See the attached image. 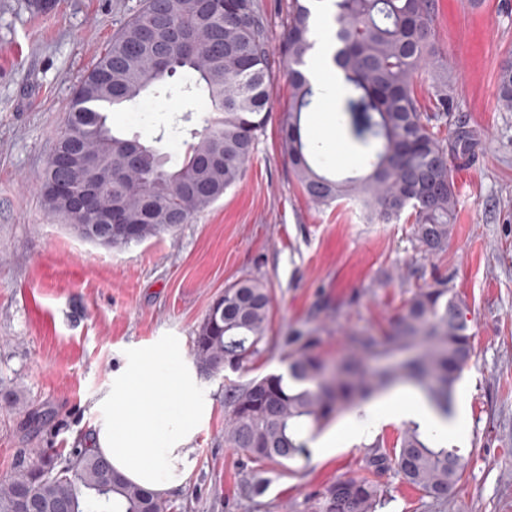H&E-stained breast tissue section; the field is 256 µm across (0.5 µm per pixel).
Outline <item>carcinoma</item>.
Listing matches in <instances>:
<instances>
[{
    "label": "carcinoma",
    "mask_w": 512,
    "mask_h": 512,
    "mask_svg": "<svg viewBox=\"0 0 512 512\" xmlns=\"http://www.w3.org/2000/svg\"><path fill=\"white\" fill-rule=\"evenodd\" d=\"M313 12L306 0H290L280 52L293 87L281 144L295 176L317 206L356 202L372 221L389 223L406 210L413 236L431 254L444 251L457 207L453 161L467 159L470 132L456 124L444 141L434 124L452 112L436 49L435 0H332L330 48L342 73L338 124L357 148L363 174L336 180L320 173L302 140L303 114L318 91L308 77ZM269 25L259 0H141L138 11L112 38L74 91L57 150L78 142L111 172L97 210L116 203L137 236L116 232L100 243L122 248L173 231L171 219L188 223L240 182L267 121ZM193 74L189 93L201 92L215 118H207L181 165L165 168L152 147L135 159L129 139L111 132L105 112L137 105L175 74ZM428 77L433 109L421 110L417 82ZM498 105L512 112V62L500 72ZM48 211L76 229L95 221L55 194L50 174L40 185ZM271 294L245 279L224 288L194 338L197 362L222 369L224 357L245 363L267 339ZM306 337L289 355L287 375L270 374L244 388L226 389L224 439L251 463L281 464L306 451L304 431L360 408L372 397L405 385L446 419L454 392L471 360L470 336L460 301L443 286L422 288L407 302L391 333H352L347 353L331 365ZM395 467L402 479L436 500H446L461 481L456 449L416 421L403 425L393 448L369 458L371 474L338 479L315 499L312 512H377L384 490L378 473ZM44 506L66 503L70 512H167L166 501L112 470L90 448H74L68 461L42 455L0 483V512H22L21 498Z\"/></svg>",
    "instance_id": "carcinoma-1"
}]
</instances>
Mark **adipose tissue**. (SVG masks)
Returning a JSON list of instances; mask_svg holds the SVG:
<instances>
[{"label": "adipose tissue", "instance_id": "adipose-tissue-1", "mask_svg": "<svg viewBox=\"0 0 512 512\" xmlns=\"http://www.w3.org/2000/svg\"><path fill=\"white\" fill-rule=\"evenodd\" d=\"M325 36H318L309 76L320 90L319 110L336 103L342 74L329 61ZM135 391L112 397L111 420L96 436L97 450L133 484L163 494L179 487L193 466L186 446L199 409L187 380L152 361L133 370Z\"/></svg>", "mask_w": 512, "mask_h": 512}]
</instances>
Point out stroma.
<instances>
[{
	"label": "stroma",
	"mask_w": 512,
	"mask_h": 512,
	"mask_svg": "<svg viewBox=\"0 0 512 512\" xmlns=\"http://www.w3.org/2000/svg\"><path fill=\"white\" fill-rule=\"evenodd\" d=\"M139 5L0 0V481L40 452L64 456L91 443L130 366L164 356L193 378L205 406L189 442L194 467L167 495L168 512H309L336 479L367 474L373 444L392 447L402 421L366 440L345 434L362 412L305 431L306 453L266 465L257 494L251 463L224 439L226 387L286 373L305 336L335 360L345 336L384 335L415 292L443 280L463 304L472 344L448 417L462 480L438 501L387 470L378 512H512V112L497 104L512 0H436L453 112L435 133L448 138L459 120L477 145L454 172L453 230L435 255L419 248L409 215L372 222L346 202H310L280 142L292 88L275 48L253 158L239 184L191 222L108 249L50 214L40 184L73 92ZM185 83L177 74L143 99L146 121L130 109L110 113V124L181 160L209 109L204 95H184ZM242 279L271 291L268 339L245 369L216 374L197 363L193 339L212 302Z\"/></svg>",
	"instance_id": "obj_1"
}]
</instances>
